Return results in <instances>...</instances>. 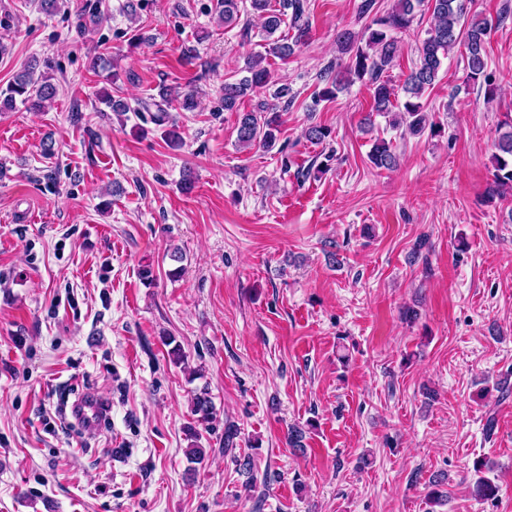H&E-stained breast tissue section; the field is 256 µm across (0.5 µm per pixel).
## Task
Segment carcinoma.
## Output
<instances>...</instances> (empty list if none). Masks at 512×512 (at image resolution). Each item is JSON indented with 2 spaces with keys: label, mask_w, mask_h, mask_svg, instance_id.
Wrapping results in <instances>:
<instances>
[{
  "label": "carcinoma",
  "mask_w": 512,
  "mask_h": 512,
  "mask_svg": "<svg viewBox=\"0 0 512 512\" xmlns=\"http://www.w3.org/2000/svg\"><path fill=\"white\" fill-rule=\"evenodd\" d=\"M472 2L428 0L434 23L420 43L418 63L399 91L386 79V73L399 51L393 33H402L411 28L423 0H394L390 11L373 19L359 38L347 31L339 33L337 41L343 52L351 54L350 61L341 74L334 72L331 66L324 69L320 79L326 82V87L319 92V97L329 100L354 80L366 77L373 86L371 110L364 117L366 127H372L373 115L395 112L411 132L420 134L427 128L433 132L435 123L429 121L422 99L435 84L443 59L458 45L465 49L467 80L485 83L486 93L494 96L497 84L487 73L485 45L496 23L485 17L469 16L468 4ZM240 3L241 0H218L216 9L224 25L238 23ZM250 7L261 20L264 51L248 56L243 68L245 76L224 82L226 111L235 109L249 91L269 84L272 76L268 58L272 56L287 60L309 31L307 0H280L278 10L271 9L268 0H250ZM286 19L289 20V28L295 31L291 37L278 34ZM107 20L108 14L95 8L77 16V27L83 34H92ZM39 67V59L30 60L6 87L0 89V112L13 109L18 97L30 111H40L46 103L55 99L57 87L48 73L39 72ZM401 92L405 96L402 102L399 101ZM279 123L280 113L274 104H261L256 112H240L237 140L243 146L259 143L270 147L276 141ZM494 147L497 153L493 155L492 181L488 186V194L492 197L512 192V124L508 125V130L498 132ZM369 160L377 169L391 170L397 166L398 156L390 143L380 139L374 143ZM191 412L199 424H208L213 420L214 406L208 393L203 391L194 395ZM498 492V486L485 476L478 477L472 488L473 497L481 501L496 499Z\"/></svg>",
  "instance_id": "cac0c4a2"
}]
</instances>
